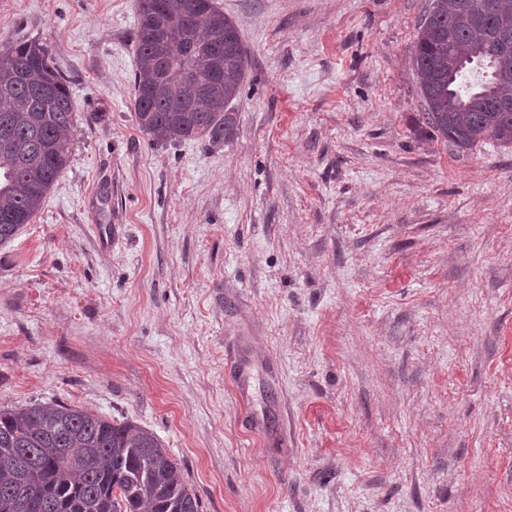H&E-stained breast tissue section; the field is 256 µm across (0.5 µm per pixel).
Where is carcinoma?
Masks as SVG:
<instances>
[{"label": "carcinoma", "instance_id": "cac0c4a2", "mask_svg": "<svg viewBox=\"0 0 512 512\" xmlns=\"http://www.w3.org/2000/svg\"><path fill=\"white\" fill-rule=\"evenodd\" d=\"M137 125L157 142L224 143L249 65L216 0H138ZM422 122L459 152L512 146V0H432L411 51ZM75 113L37 40L0 39V245L68 166ZM0 512H202L164 442L58 402L0 407Z\"/></svg>", "mask_w": 512, "mask_h": 512}]
</instances>
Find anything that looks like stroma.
I'll use <instances>...</instances> for the list:
<instances>
[{
	"mask_svg": "<svg viewBox=\"0 0 512 512\" xmlns=\"http://www.w3.org/2000/svg\"><path fill=\"white\" fill-rule=\"evenodd\" d=\"M431 0H217L229 141L131 110L137 0H0L77 123L0 246V405L154 431L203 512H512V147L419 122Z\"/></svg>",
	"mask_w": 512,
	"mask_h": 512,
	"instance_id": "1",
	"label": "stroma"
}]
</instances>
